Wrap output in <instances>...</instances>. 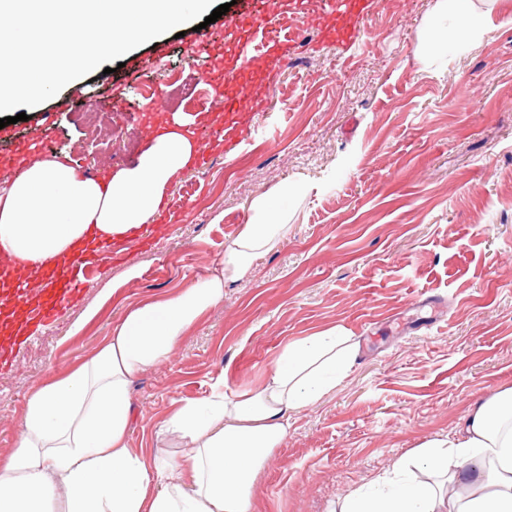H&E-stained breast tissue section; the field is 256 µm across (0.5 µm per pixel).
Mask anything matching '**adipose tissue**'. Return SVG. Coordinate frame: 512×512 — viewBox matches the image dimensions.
<instances>
[{"label":"adipose tissue","mask_w":512,"mask_h":512,"mask_svg":"<svg viewBox=\"0 0 512 512\" xmlns=\"http://www.w3.org/2000/svg\"><path fill=\"white\" fill-rule=\"evenodd\" d=\"M470 0H436L427 37L443 47L482 40L512 23L475 16ZM188 122L169 127L136 163L101 181L69 159L40 160L0 188V248L23 275L88 253L102 240L152 223L174 176L195 159ZM225 247L217 276L130 308L90 358L48 375L29 396L10 455L0 457V512H50L56 485L67 490L65 512H253L255 469L288 432V418L343 377L356 348L330 331L288 341L265 382L247 393L176 405L166 422L191 454L189 483L170 480L168 466L129 446L135 411L131 385L165 360L188 328L224 295V284L247 275L258 256L288 235L267 199ZM421 468L464 488L448 512H512V389L476 402L460 430L429 442ZM382 478L344 497L338 512H437L432 487Z\"/></svg>","instance_id":"1"}]
</instances>
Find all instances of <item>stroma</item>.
Segmentation results:
<instances>
[{"label": "stroma", "instance_id": "stroma-1", "mask_svg": "<svg viewBox=\"0 0 512 512\" xmlns=\"http://www.w3.org/2000/svg\"><path fill=\"white\" fill-rule=\"evenodd\" d=\"M434 5L374 0L352 45L327 38L336 18L320 15L241 115L232 149L218 134L223 112L194 111L208 162L171 181L177 223L100 262L0 369V457L14 449L29 392L93 355L131 304L213 275L261 196L283 214L287 239L225 282L169 357L134 380L131 448L174 460L172 479L188 482V450L164 430L175 403L219 386L247 392L287 341L335 329L359 345L353 366L290 415L251 486L254 512H334L398 460L454 435L475 401L512 388V25L434 52ZM252 7L236 0L206 28L183 24V37L164 33L70 82L9 125L0 154L47 135L51 157L84 174L132 165L152 139L142 86L164 87L174 73L202 80L203 37ZM92 109L116 122L109 145L86 128Z\"/></svg>", "mask_w": 512, "mask_h": 512}]
</instances>
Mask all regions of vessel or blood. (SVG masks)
<instances>
[{
	"instance_id": "vessel-or-blood-1",
	"label": "vessel or blood",
	"mask_w": 512,
	"mask_h": 512,
	"mask_svg": "<svg viewBox=\"0 0 512 512\" xmlns=\"http://www.w3.org/2000/svg\"><path fill=\"white\" fill-rule=\"evenodd\" d=\"M326 6L329 13L336 16L337 42L356 41L360 22L371 10V0H326ZM285 21L277 0H263L261 9L247 14L229 31L230 41H245L253 51L246 54L240 64L222 68L206 79L210 94L224 111L225 141L239 137L237 115L260 98L257 75L272 73L292 53L295 39L284 33ZM96 259V253L92 252L66 265L47 267L36 280H21L15 287L0 290V305L19 308L26 321L49 325L78 292L83 270Z\"/></svg>"
}]
</instances>
